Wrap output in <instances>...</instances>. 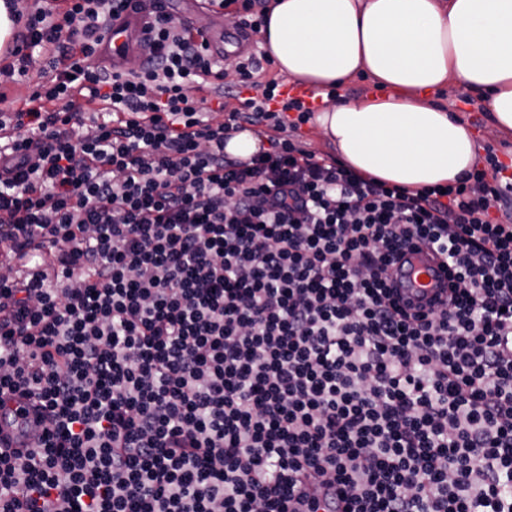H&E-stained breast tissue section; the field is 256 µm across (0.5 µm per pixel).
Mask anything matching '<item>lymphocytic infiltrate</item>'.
<instances>
[{"instance_id": "obj_1", "label": "lymphocytic infiltrate", "mask_w": 512, "mask_h": 512, "mask_svg": "<svg viewBox=\"0 0 512 512\" xmlns=\"http://www.w3.org/2000/svg\"><path fill=\"white\" fill-rule=\"evenodd\" d=\"M128 2L6 0L0 401L49 426L0 447V512H512L504 165L413 193L316 155L312 108L160 5L109 71ZM270 2L210 0L254 34ZM422 248L451 282L412 310ZM266 143V135L255 130L245 129L234 133L227 140L224 150L232 156L249 159ZM391 280L400 292L415 302L426 303L444 294L448 281L434 254L423 249L407 252L390 271Z\"/></svg>"}]
</instances>
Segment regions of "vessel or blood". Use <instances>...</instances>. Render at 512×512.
<instances>
[{
    "label": "vessel or blood",
    "mask_w": 512,
    "mask_h": 512,
    "mask_svg": "<svg viewBox=\"0 0 512 512\" xmlns=\"http://www.w3.org/2000/svg\"><path fill=\"white\" fill-rule=\"evenodd\" d=\"M207 12L204 0H192L185 19L209 43L212 55L240 51L244 44L241 33L211 28L203 23ZM149 19L145 0H134L121 16L114 19L112 29L101 45L102 58L113 68L124 67L126 61L140 49L144 27ZM391 279L400 292L417 302H427L444 294L448 281L440 263L429 250L406 253L391 269ZM20 400H13L6 412L0 413V444L12 448L31 449L38 444V432L24 429L18 413Z\"/></svg>",
    "instance_id": "obj_1"
}]
</instances>
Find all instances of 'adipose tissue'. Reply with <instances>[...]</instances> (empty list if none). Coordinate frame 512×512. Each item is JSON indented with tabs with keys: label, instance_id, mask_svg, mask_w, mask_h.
<instances>
[{
	"label": "adipose tissue",
	"instance_id": "obj_1",
	"mask_svg": "<svg viewBox=\"0 0 512 512\" xmlns=\"http://www.w3.org/2000/svg\"><path fill=\"white\" fill-rule=\"evenodd\" d=\"M260 37L279 71L314 91L361 72L376 81L380 96L316 116L363 174L416 191L474 169L470 129L430 97L452 79L512 137V0H278Z\"/></svg>",
	"mask_w": 512,
	"mask_h": 512
}]
</instances>
